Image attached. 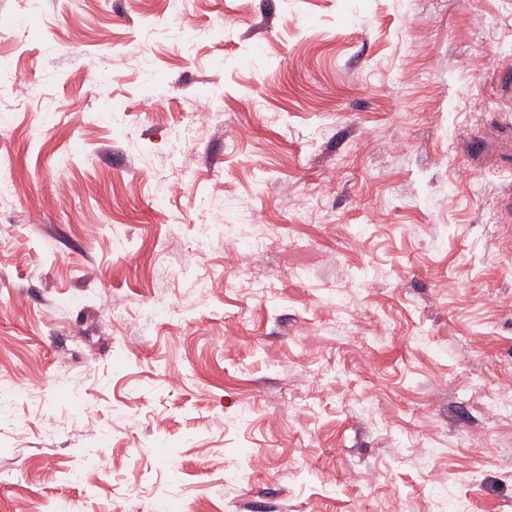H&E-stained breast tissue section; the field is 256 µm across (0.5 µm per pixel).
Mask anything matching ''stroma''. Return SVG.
<instances>
[{
	"instance_id": "35a3bbf8",
	"label": "stroma",
	"mask_w": 512,
	"mask_h": 512,
	"mask_svg": "<svg viewBox=\"0 0 512 512\" xmlns=\"http://www.w3.org/2000/svg\"><path fill=\"white\" fill-rule=\"evenodd\" d=\"M510 74L512 0H0V512H512ZM13 161L9 156L0 153V205L12 201L15 197L16 185L12 178ZM25 398L34 400L37 398L35 390L25 383L22 386L16 384L14 378L11 383L0 382V402L1 406H6L16 399Z\"/></svg>"
}]
</instances>
